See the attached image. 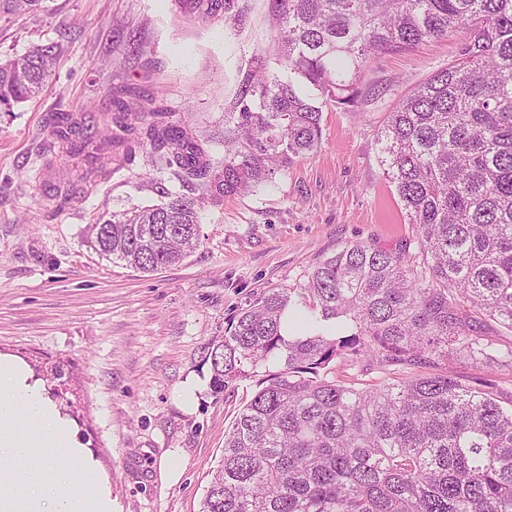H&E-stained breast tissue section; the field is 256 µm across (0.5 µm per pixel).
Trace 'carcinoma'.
Wrapping results in <instances>:
<instances>
[{
    "mask_svg": "<svg viewBox=\"0 0 512 512\" xmlns=\"http://www.w3.org/2000/svg\"><path fill=\"white\" fill-rule=\"evenodd\" d=\"M42 2L0 0V15ZM174 2L186 16L242 21L238 0ZM271 10L286 72L260 61L247 74L223 165L162 111L146 131L182 186L205 188L215 203L317 148L322 105H355L376 54L456 33L462 41L377 134L418 256L350 244L300 287L260 294L204 347L212 393L251 378L256 389L224 436L200 512H512V408L448 373L362 389L333 366L463 358L512 368V351L498 353L477 318L512 332V0H271ZM55 57L47 44L0 59V110L37 97ZM139 121L118 107L124 131ZM52 135L88 163L87 179L124 144L68 115ZM160 194L91 225L96 250L144 272L190 255L203 200Z\"/></svg>",
    "mask_w": 512,
    "mask_h": 512,
    "instance_id": "obj_1",
    "label": "carcinoma"
}]
</instances>
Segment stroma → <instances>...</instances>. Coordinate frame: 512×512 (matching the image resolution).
Masks as SVG:
<instances>
[{"label":"stroma","instance_id":"obj_1","mask_svg":"<svg viewBox=\"0 0 512 512\" xmlns=\"http://www.w3.org/2000/svg\"><path fill=\"white\" fill-rule=\"evenodd\" d=\"M238 4L239 23L187 19L173 0H46L0 20L1 58L56 46L42 94L0 112V354L68 419L106 482L109 512H200L224 436L254 391L245 380L212 394L201 352L242 307L267 289L300 287L346 245L395 249L413 236L377 132L401 95L456 58L457 36L378 55L356 106H324L315 151L222 204L203 203L200 244L181 264L144 273L93 248L99 215L158 203L163 188L204 191L184 190L141 143L106 180L61 200L76 161L50 153L55 117L106 113L115 98L159 107L221 163L246 74L260 60L280 69L269 0ZM447 370L512 406V370L461 361Z\"/></svg>","mask_w":512,"mask_h":512}]
</instances>
